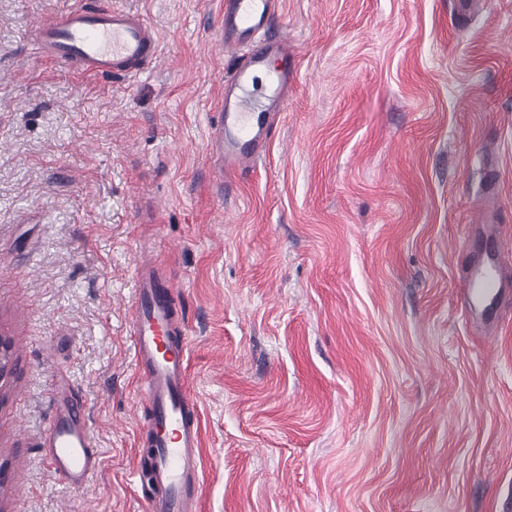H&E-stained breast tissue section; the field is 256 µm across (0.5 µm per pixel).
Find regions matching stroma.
<instances>
[{
  "instance_id": "obj_1",
  "label": "stroma",
  "mask_w": 512,
  "mask_h": 512,
  "mask_svg": "<svg viewBox=\"0 0 512 512\" xmlns=\"http://www.w3.org/2000/svg\"><path fill=\"white\" fill-rule=\"evenodd\" d=\"M83 2L0 0V512H146L147 255L190 340L200 512H512V294L487 322L457 300L484 201L512 242V0H280L287 108L226 193L224 0H111L161 42L125 82L33 46ZM61 388L101 445L89 486L40 446Z\"/></svg>"
}]
</instances>
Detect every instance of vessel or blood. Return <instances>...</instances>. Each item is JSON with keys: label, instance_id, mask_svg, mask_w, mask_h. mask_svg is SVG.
I'll return each instance as SVG.
<instances>
[{"label": "vessel or blood", "instance_id": "b4317fda", "mask_svg": "<svg viewBox=\"0 0 512 512\" xmlns=\"http://www.w3.org/2000/svg\"><path fill=\"white\" fill-rule=\"evenodd\" d=\"M278 0H224V49L237 57L224 100L208 131L209 170L216 183L251 168L262 156L288 101V70L270 73L262 97L251 88L256 72L273 57H287V39L266 36ZM37 50L51 60L106 78L132 79L156 61L157 32L138 14L87 0L58 19L39 23ZM477 257L467 274L461 302L470 317L495 311L512 279V263L495 234L465 237ZM171 283L161 281L155 260L140 262L133 290L132 338L141 374L140 396L149 409L147 442L150 475L157 494L148 512H199L201 428L197 405L188 391L189 338L174 309ZM42 446L52 472L72 486L91 485L99 468L97 441L82 404L68 395L56 399V412Z\"/></svg>", "mask_w": 512, "mask_h": 512}]
</instances>
